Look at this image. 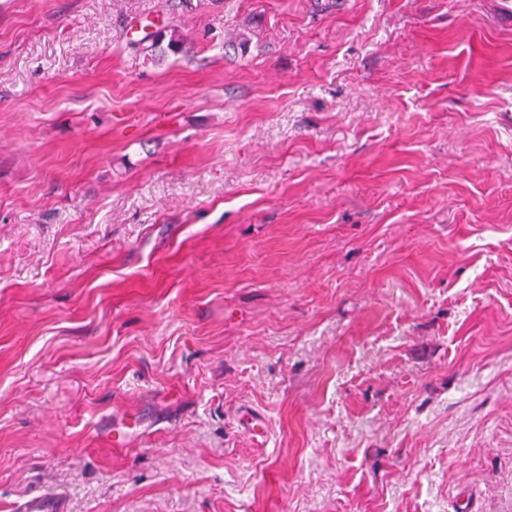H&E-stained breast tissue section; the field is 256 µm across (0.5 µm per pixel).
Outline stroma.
<instances>
[{
	"instance_id": "obj_1",
	"label": "stroma",
	"mask_w": 512,
	"mask_h": 512,
	"mask_svg": "<svg viewBox=\"0 0 512 512\" xmlns=\"http://www.w3.org/2000/svg\"><path fill=\"white\" fill-rule=\"evenodd\" d=\"M43 492L512 512V0H0V512Z\"/></svg>"
}]
</instances>
